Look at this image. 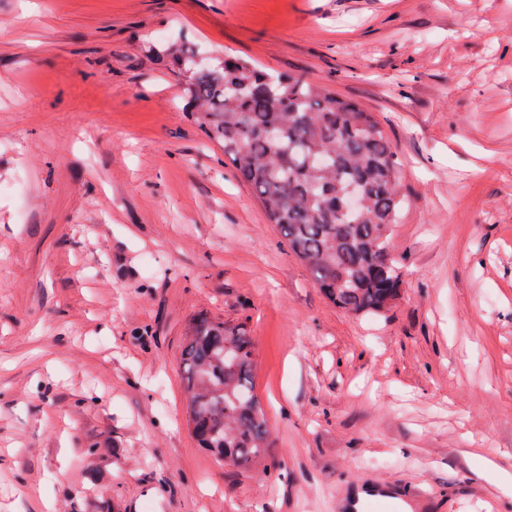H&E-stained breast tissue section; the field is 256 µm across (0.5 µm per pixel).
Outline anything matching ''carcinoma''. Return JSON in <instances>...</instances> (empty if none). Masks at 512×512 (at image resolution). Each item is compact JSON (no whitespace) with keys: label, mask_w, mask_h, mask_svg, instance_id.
Instances as JSON below:
<instances>
[{"label":"carcinoma","mask_w":512,"mask_h":512,"mask_svg":"<svg viewBox=\"0 0 512 512\" xmlns=\"http://www.w3.org/2000/svg\"><path fill=\"white\" fill-rule=\"evenodd\" d=\"M205 136L255 193L288 252L337 308L386 314L403 278L390 228L404 204L400 165L374 114L301 77L247 61L197 62L189 44L162 50ZM186 421L201 448L247 466L266 453L270 428L255 393L254 343L244 327L206 314L181 352Z\"/></svg>","instance_id":"1"}]
</instances>
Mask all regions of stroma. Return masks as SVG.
I'll return each instance as SVG.
<instances>
[{"label": "stroma", "mask_w": 512, "mask_h": 512, "mask_svg": "<svg viewBox=\"0 0 512 512\" xmlns=\"http://www.w3.org/2000/svg\"><path fill=\"white\" fill-rule=\"evenodd\" d=\"M373 112L402 167L383 317L333 306L155 53ZM0 512H512V0H0ZM244 325L265 462L183 413L198 313Z\"/></svg>", "instance_id": "stroma-1"}]
</instances>
